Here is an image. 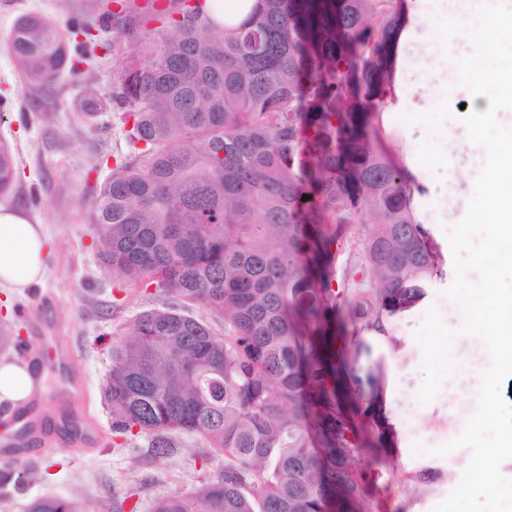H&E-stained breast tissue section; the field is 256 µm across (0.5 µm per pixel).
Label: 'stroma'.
I'll use <instances>...</instances> for the list:
<instances>
[{
    "label": "stroma",
    "mask_w": 512,
    "mask_h": 512,
    "mask_svg": "<svg viewBox=\"0 0 512 512\" xmlns=\"http://www.w3.org/2000/svg\"><path fill=\"white\" fill-rule=\"evenodd\" d=\"M100 0H0V96L7 110H0V142L14 151L18 175L0 206L21 207L49 236L46 275L43 282L12 293L0 288V323L14 325L22 339L35 333L32 320L41 304H48L60 335L73 349L72 368L81 376L85 393L47 388L31 412L40 429L26 444H18L10 402L0 401V458L34 461L35 478L0 492V512H26L32 498L56 496L79 500L83 512H113L112 494L136 489L137 512H154L159 497L186 495L207 482L224 466L223 454L196 434H174V446L159 462L149 460V438H126L114 444L112 414L103 390L112 369V342L127 333L142 311L173 305V298L155 288L123 287L122 277L100 255L97 227L91 221V191L110 175L118 158L131 146L119 112L106 110L91 119L78 112L81 102L105 96L132 55L133 43L119 36L114 25L102 31L103 39H116L114 50L97 51L78 71L62 74L50 83L30 85L6 43L15 21L23 14H41L60 27L76 19L98 24ZM414 18L408 41L398 49L395 71L397 90L416 88L413 100L399 99L388 114L390 127L402 138L396 147L414 162L420 178L432 189L423 205L426 223H433L435 204L448 190L471 198L476 176L465 161L477 153L467 138L464 124L447 120L444 132L459 139L462 152L450 155L439 148V138L425 125L405 123L411 111L424 112L441 100L451 109L473 104L463 86L447 88L434 68L419 82L407 72V58L419 45H431L426 21L446 19L443 0H407ZM448 276L435 278L427 290V307H436L449 329L455 330L453 354H460L469 340L462 334V313L445 296ZM425 309L415 311L404 323L394 325L388 338L375 344L371 356L360 357L358 373L374 362L397 360L385 372L389 390L385 412L397 431V448L391 453L386 473L376 485L380 512H435L436 506L459 484L471 452L460 448L438 456L434 447L462 431L457 403L450 394L453 379H446L438 394L420 403L424 381L423 349L415 338L425 320ZM424 453H416V446ZM430 472L429 482L418 481Z\"/></svg>",
    "instance_id": "stroma-1"
}]
</instances>
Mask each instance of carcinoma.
Returning <instances> with one entry per match:
<instances>
[{"label": "carcinoma", "instance_id": "carcinoma-1", "mask_svg": "<svg viewBox=\"0 0 512 512\" xmlns=\"http://www.w3.org/2000/svg\"><path fill=\"white\" fill-rule=\"evenodd\" d=\"M408 23L402 0H241L222 26L202 0H178L122 31L137 59L84 116L112 105L133 151L92 196V220L104 262L182 306L140 313L112 342V431L151 438L155 461L174 432L224 452L213 479L155 512H375L382 467L355 461L369 448L386 459L395 435L381 376L354 373L359 333L387 334L439 271L412 207L425 188L382 120ZM92 29L25 14L7 49L43 85L86 63ZM16 178L0 143L1 195ZM350 224L365 225L370 287L348 272L334 283ZM193 304L224 319V335ZM23 345L0 325L1 352ZM33 471L13 462L0 486ZM27 512L79 509L41 496Z\"/></svg>", "mask_w": 512, "mask_h": 512}]
</instances>
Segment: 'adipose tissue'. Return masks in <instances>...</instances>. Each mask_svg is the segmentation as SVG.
Returning <instances> with one entry per match:
<instances>
[{"label":"adipose tissue","instance_id":"ef3b65f1","mask_svg":"<svg viewBox=\"0 0 512 512\" xmlns=\"http://www.w3.org/2000/svg\"><path fill=\"white\" fill-rule=\"evenodd\" d=\"M48 240L24 210L0 208V288L14 292L38 284L45 274Z\"/></svg>","mask_w":512,"mask_h":512}]
</instances>
